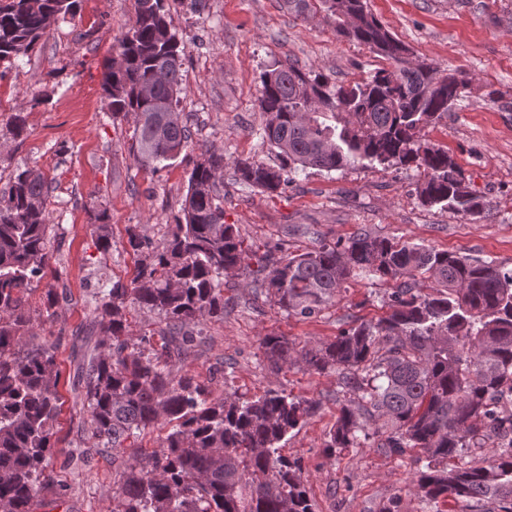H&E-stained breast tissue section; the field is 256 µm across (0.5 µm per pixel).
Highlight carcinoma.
<instances>
[{
	"label": "carcinoma",
	"mask_w": 512,
	"mask_h": 512,
	"mask_svg": "<svg viewBox=\"0 0 512 512\" xmlns=\"http://www.w3.org/2000/svg\"><path fill=\"white\" fill-rule=\"evenodd\" d=\"M288 11L314 9L336 36L357 41L390 62L365 82L337 84L295 64L261 75L263 140L278 162H238L234 174L272 194L300 169L327 172L366 164L423 170L422 204L464 215L487 211L448 152L422 131L451 111L469 86L458 72L435 87L437 67L412 59L407 45L366 9L364 0H285ZM77 12V0H0V64L32 51L50 27ZM167 0H136L134 24L118 40V60L102 75L112 120L132 118L134 159L157 171L191 137L179 98L181 40ZM224 154L212 151L192 168L181 210L161 244L137 224L127 246L144 256L130 284L91 294L86 352L72 390L87 404L92 437L105 447H134L140 432L169 425L163 449L146 453L120 475L112 512H314L301 467L280 455V443L302 428L314 403L278 391L245 398L213 396L195 376L173 375L169 363L196 340L193 326L224 318L227 271L251 256L220 197ZM48 195L44 174L18 169L0 187V507L35 512L44 493L59 500L64 485L47 473L59 415L54 344L23 341L30 322L27 294L48 266ZM106 212L97 213V244L108 252ZM255 282L279 309L320 316L351 278L390 288L389 313L341 331L334 340L296 350L268 334L261 347L271 369L303 364L338 374L350 403L329 430L328 456L378 437L392 455L419 448L412 479L426 507L448 499L460 512H512V272L428 245L366 230L345 242L256 258ZM422 281L431 283L421 291ZM166 320L159 348L142 346L127 308ZM103 339L92 341L95 335ZM490 448L481 464L465 450Z\"/></svg>",
	"instance_id": "obj_1"
}]
</instances>
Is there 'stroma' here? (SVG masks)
<instances>
[{
    "label": "stroma",
    "mask_w": 512,
    "mask_h": 512,
    "mask_svg": "<svg viewBox=\"0 0 512 512\" xmlns=\"http://www.w3.org/2000/svg\"><path fill=\"white\" fill-rule=\"evenodd\" d=\"M372 13L414 56L441 72L471 80L463 98L425 139L448 151L488 215L465 216L422 205L413 167L356 166L332 172L308 169L268 195L236 181L243 160L272 162L258 109L262 72L292 63L335 83L370 79L385 60L364 45L338 39L322 15L299 17L283 0H206L203 12L174 0L173 32L182 39L180 107L191 140L173 164L152 172L130 153L132 120L111 121L101 89L117 40L134 22L135 0H80L74 19L52 25L17 65L0 68V178L19 168L40 170L50 185L46 275L28 292L30 344H55L61 371V412L54 427L49 468L66 485L55 512H112L116 473L125 450L96 446L88 415L74 406L70 382L80 360L75 331L91 318L87 304L100 286L130 283L137 258L127 246L128 225H142L161 242L177 215L189 174L209 150L224 155V221L246 243L281 244L289 252L320 240H346L359 229L422 243L512 270V0H365ZM27 116L26 135L12 139L8 122ZM106 211L112 248L102 252L92 229ZM64 293L52 320L42 315L48 291ZM387 287L356 279L321 316L302 320L279 310L249 272L230 276L224 318L202 324L201 340L172 365L214 394L250 397L269 389L315 402L308 423L292 432L281 453L302 467L315 512H421L410 480L414 453L390 456L373 443L328 457V432L347 394L336 374L303 365L271 371L260 342L276 333L299 347L330 340L352 324L385 316ZM93 449L92 466L79 451Z\"/></svg>",
    "instance_id": "1"
}]
</instances>
